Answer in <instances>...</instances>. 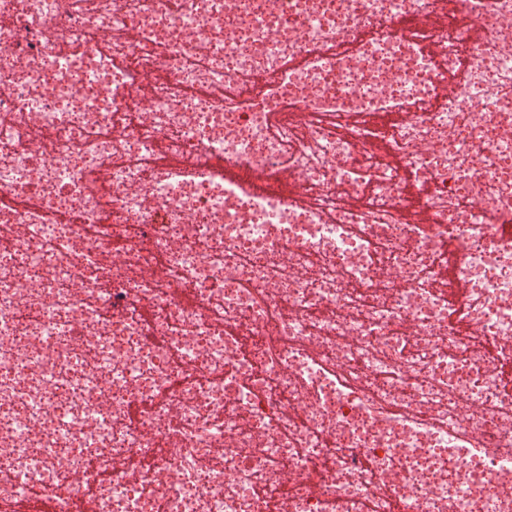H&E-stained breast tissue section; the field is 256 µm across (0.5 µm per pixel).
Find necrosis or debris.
Instances as JSON below:
<instances>
[{"label": "necrosis or debris", "mask_w": 512, "mask_h": 512, "mask_svg": "<svg viewBox=\"0 0 512 512\" xmlns=\"http://www.w3.org/2000/svg\"><path fill=\"white\" fill-rule=\"evenodd\" d=\"M443 4L0 0V512H512V0ZM459 0L446 1V8L444 11L436 14L422 16L420 18L411 19L409 21L410 27H444L448 24V19L452 17L456 10L459 8ZM211 165L224 170V180L241 184L256 193H278L292 197L297 203L305 204L306 199L299 179L290 171H282L276 181H271L260 170L245 169L216 158ZM54 511L53 501L48 497L39 499L26 495H16L9 503V512H52Z\"/></svg>", "instance_id": "1"}]
</instances>
